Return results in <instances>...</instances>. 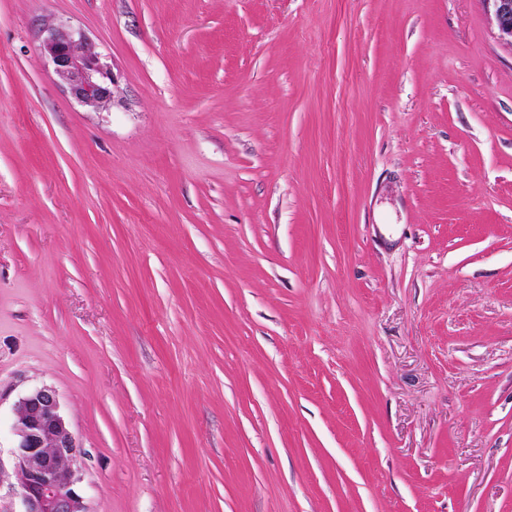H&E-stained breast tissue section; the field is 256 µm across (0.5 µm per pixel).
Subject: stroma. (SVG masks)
Segmentation results:
<instances>
[{"mask_svg":"<svg viewBox=\"0 0 512 512\" xmlns=\"http://www.w3.org/2000/svg\"><path fill=\"white\" fill-rule=\"evenodd\" d=\"M48 23L118 74L107 108ZM42 386L88 512H512L484 0H0V512ZM42 55L65 82L70 97L91 107L114 100L118 78L95 45L79 28L48 24Z\"/></svg>","mask_w":512,"mask_h":512,"instance_id":"1","label":"stroma"}]
</instances>
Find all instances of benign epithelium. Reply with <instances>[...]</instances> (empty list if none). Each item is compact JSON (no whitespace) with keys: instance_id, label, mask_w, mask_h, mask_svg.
<instances>
[{"instance_id":"1","label":"benign epithelium","mask_w":512,"mask_h":512,"mask_svg":"<svg viewBox=\"0 0 512 512\" xmlns=\"http://www.w3.org/2000/svg\"><path fill=\"white\" fill-rule=\"evenodd\" d=\"M501 40L512 46V0H483ZM42 55L65 82L70 97L91 107L114 99L118 78L79 28L49 24ZM14 451L23 512H88L72 464L81 454L60 411L55 390L40 387L22 397L13 423Z\"/></svg>"}]
</instances>
